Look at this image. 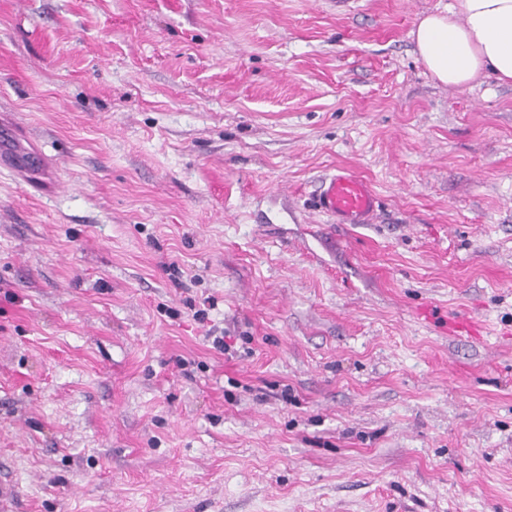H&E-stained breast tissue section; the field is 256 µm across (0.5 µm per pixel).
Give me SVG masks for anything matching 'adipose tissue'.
Segmentation results:
<instances>
[{"instance_id": "adipose-tissue-1", "label": "adipose tissue", "mask_w": 512, "mask_h": 512, "mask_svg": "<svg viewBox=\"0 0 512 512\" xmlns=\"http://www.w3.org/2000/svg\"><path fill=\"white\" fill-rule=\"evenodd\" d=\"M417 58L441 84L469 88L492 74L512 85V0H454L410 33Z\"/></svg>"}]
</instances>
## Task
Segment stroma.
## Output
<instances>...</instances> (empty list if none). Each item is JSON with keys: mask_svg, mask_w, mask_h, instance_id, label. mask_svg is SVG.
<instances>
[{"mask_svg": "<svg viewBox=\"0 0 512 512\" xmlns=\"http://www.w3.org/2000/svg\"><path fill=\"white\" fill-rule=\"evenodd\" d=\"M451 2L0 0L7 512H512V85L418 61ZM313 206L333 224H373L378 197L365 180L345 169H337L322 184Z\"/></svg>", "mask_w": 512, "mask_h": 512, "instance_id": "35a3bbf8", "label": "stroma"}]
</instances>
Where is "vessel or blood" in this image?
<instances>
[{"label":"vessel or blood","mask_w":512,"mask_h":512,"mask_svg":"<svg viewBox=\"0 0 512 512\" xmlns=\"http://www.w3.org/2000/svg\"><path fill=\"white\" fill-rule=\"evenodd\" d=\"M314 208L335 224H370L378 211V197L371 185L340 169L324 181Z\"/></svg>","instance_id":"obj_1"}]
</instances>
